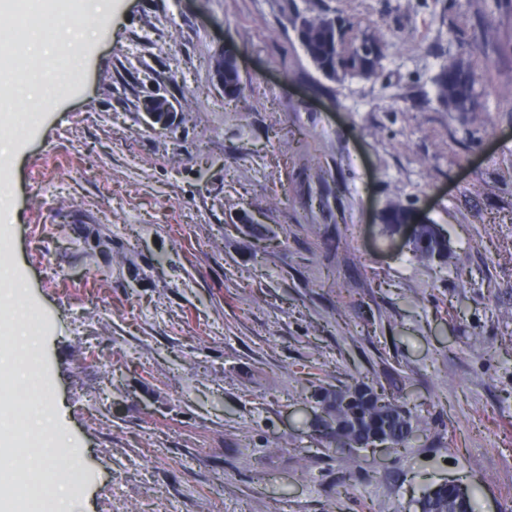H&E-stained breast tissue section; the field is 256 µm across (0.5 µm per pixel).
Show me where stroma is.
Listing matches in <instances>:
<instances>
[{"label":"stroma","mask_w":512,"mask_h":512,"mask_svg":"<svg viewBox=\"0 0 512 512\" xmlns=\"http://www.w3.org/2000/svg\"><path fill=\"white\" fill-rule=\"evenodd\" d=\"M325 9L384 40L376 79L310 62L293 22ZM61 54L64 87L0 105V286L79 512H417L448 481L512 512V0H112ZM477 56L478 111L444 110L438 66ZM357 381L419 419L405 448L313 431V388ZM233 48H226L222 46L217 54L214 78L216 83L223 89H226L224 96L228 99H236L243 94L244 88L241 84L238 74V57L235 55ZM235 55V61L233 56ZM237 68H236V65ZM411 244L412 252L423 260L444 259L448 255V241L436 229L416 228Z\"/></svg>","instance_id":"obj_1"}]
</instances>
